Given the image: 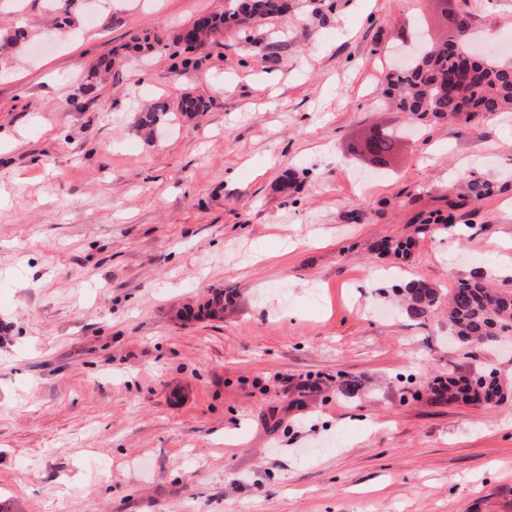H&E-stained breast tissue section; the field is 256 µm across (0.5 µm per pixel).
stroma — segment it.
Returning a JSON list of instances; mask_svg holds the SVG:
<instances>
[{"instance_id": "stroma-1", "label": "stroma", "mask_w": 512, "mask_h": 512, "mask_svg": "<svg viewBox=\"0 0 512 512\" xmlns=\"http://www.w3.org/2000/svg\"><path fill=\"white\" fill-rule=\"evenodd\" d=\"M291 3L196 66L177 39L228 0H73L61 30L0 0L30 34L0 54V512H512V355L392 293L512 290V111L418 126L384 105L418 18L444 32L436 0ZM452 4L512 43V0ZM390 128L370 175L353 149ZM464 177L490 196L458 197ZM219 290L223 318H180ZM480 366L492 408L429 402ZM396 139L392 136L380 134L376 132L373 134L364 145V152L370 157L375 167L372 170L377 174H383L389 171L388 162L389 158L394 152L396 146ZM396 292L404 301L407 315L414 320H429L441 303L440 293L420 281L410 282L404 288H396Z\"/></svg>"}]
</instances>
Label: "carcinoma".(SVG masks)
Here are the masks:
<instances>
[{"instance_id":"1","label":"carcinoma","mask_w":512,"mask_h":512,"mask_svg":"<svg viewBox=\"0 0 512 512\" xmlns=\"http://www.w3.org/2000/svg\"><path fill=\"white\" fill-rule=\"evenodd\" d=\"M288 0H233L222 14L196 20L180 40L187 42L188 52L215 35L226 25L243 29L288 12ZM441 22L449 36L422 50L410 63L394 69L387 78L386 92L396 108L416 121L440 123L445 120L466 121L480 114L512 109V65L505 66L494 55H486L483 64L467 59L471 54L470 38L473 13L443 11ZM396 139L375 133L364 145V152L374 163L377 174L388 172L389 158ZM404 301L407 315L420 321L431 318L441 303L440 293L428 284L413 281L396 289ZM448 325L458 342L467 345H491L512 339V291L495 288L477 278L461 282L448 297ZM483 394H471L461 379H434L430 387L432 401L439 404L488 405L500 392L494 372L478 368Z\"/></svg>"}]
</instances>
